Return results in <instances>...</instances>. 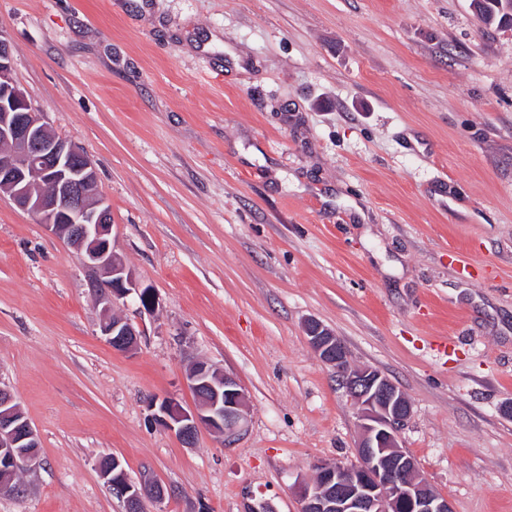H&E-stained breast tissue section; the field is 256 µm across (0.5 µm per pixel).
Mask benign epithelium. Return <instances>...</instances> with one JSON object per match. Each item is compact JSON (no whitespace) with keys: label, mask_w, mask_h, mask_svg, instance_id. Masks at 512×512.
Masks as SVG:
<instances>
[{"label":"benign epithelium","mask_w":512,"mask_h":512,"mask_svg":"<svg viewBox=\"0 0 512 512\" xmlns=\"http://www.w3.org/2000/svg\"><path fill=\"white\" fill-rule=\"evenodd\" d=\"M12 47L0 31V193L33 214L55 236L74 248L91 273L89 288L102 305L100 325L112 349L131 353L139 332L132 323L111 314L112 305L131 292L144 310L157 301L149 288H140L132 272L112 247L110 207L96 193L97 172L87 155L55 133L34 111L24 91L9 78ZM49 175L50 189L36 188ZM309 344L319 359L336 369L346 391L359 407L360 439L349 462L317 460L311 480L297 483L301 512H453L448 499L434 492L413 457L401 449L402 427L411 406L404 393L379 371L352 368L343 342L315 319L307 321ZM197 403L184 409L171 398H152L151 421L174 433L187 447L202 429L231 441L247 420L245 390L238 379L204 360L195 361L186 375ZM36 431L13 394L0 388V488L39 463ZM99 473L124 512H141L147 501L162 502L167 488L144 478L131 480L122 461L107 455Z\"/></svg>","instance_id":"obj_1"}]
</instances>
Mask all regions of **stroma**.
I'll list each match as a JSON object with an SVG mask.
<instances>
[{"label": "stroma", "mask_w": 512, "mask_h": 512, "mask_svg": "<svg viewBox=\"0 0 512 512\" xmlns=\"http://www.w3.org/2000/svg\"><path fill=\"white\" fill-rule=\"evenodd\" d=\"M11 78L97 170L114 249L158 302L99 330L74 250L0 195V386L41 464L0 512H300L315 461H350L358 407L304 325L406 395L400 434L454 512H512V26L472 0H0ZM202 359L248 422L194 447L146 403L195 405ZM99 473L113 498L122 503L123 512H140L146 501L162 502L168 490L144 478L132 481L122 461L115 455H107L99 462Z\"/></svg>", "instance_id": "1"}]
</instances>
